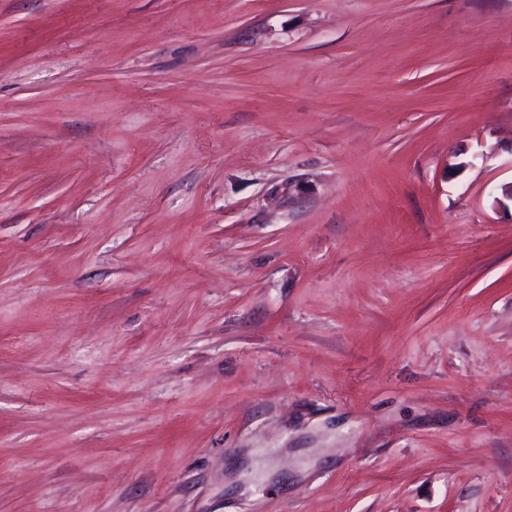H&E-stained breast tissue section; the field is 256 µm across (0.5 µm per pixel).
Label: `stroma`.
I'll list each match as a JSON object with an SVG mask.
<instances>
[{"instance_id":"stroma-1","label":"stroma","mask_w":512,"mask_h":512,"mask_svg":"<svg viewBox=\"0 0 512 512\" xmlns=\"http://www.w3.org/2000/svg\"><path fill=\"white\" fill-rule=\"evenodd\" d=\"M509 182L512 0H0V512H512Z\"/></svg>"}]
</instances>
